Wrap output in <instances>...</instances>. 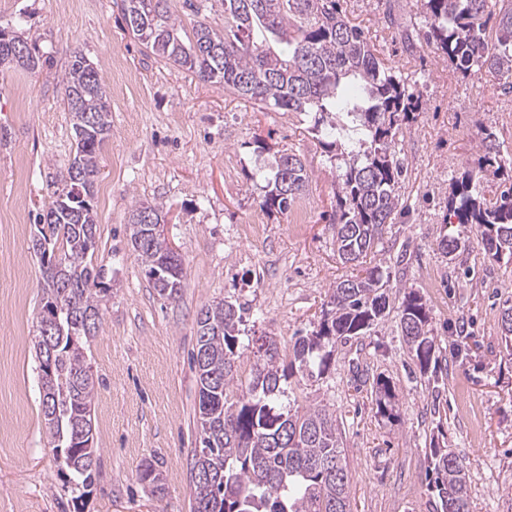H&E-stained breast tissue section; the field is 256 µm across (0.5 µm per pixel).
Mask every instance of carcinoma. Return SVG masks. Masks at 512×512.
Here are the masks:
<instances>
[{"label": "carcinoma", "mask_w": 512, "mask_h": 512, "mask_svg": "<svg viewBox=\"0 0 512 512\" xmlns=\"http://www.w3.org/2000/svg\"><path fill=\"white\" fill-rule=\"evenodd\" d=\"M224 30L204 19L193 22V44L185 46L171 0H121L128 30L156 59L254 105L312 117V131L328 163L336 170L338 192L334 238L340 260L362 272L336 282L320 320L294 342L288 362L275 340L263 341L250 378L238 382L237 360L249 350L242 336L245 308L225 299L201 308L196 318L192 359L198 386L199 450L192 467L193 512H349V476L336 415L325 406H285L289 380L316 381L333 349L369 331L390 311L391 270L362 267L395 220L404 164L395 150L397 135L418 98L402 77L380 59L363 29L347 19L340 0H222ZM426 43L463 76L491 73L512 91V0H420ZM496 24V37L487 29ZM62 83L79 105L69 110L75 155L61 174L63 188L48 204L47 227L38 236L59 252L64 274L58 282L43 278L40 311L59 300L63 338L53 342L52 373L41 375V411L49 442L62 441L67 463L61 472L78 505L95 481L93 447L95 382L85 343L102 319L100 293L104 271L92 264L97 222L94 186L98 156L110 131L107 95L96 64L77 49L70 54ZM15 63L35 70L43 56L11 53L0 40V65ZM483 155L451 184L448 216L473 227L485 255L512 260V183L489 199L483 173L501 174L512 161L500 152L496 134L480 133ZM89 190L72 202L74 176ZM308 173L294 153L273 155L259 207L284 214L304 190ZM148 212L166 222L163 205L143 202L129 215V238L145 276L166 299L178 295L185 275L181 256L168 239L141 223ZM92 320L85 322L84 315ZM397 318L409 353L420 371L438 374L439 355L429 307L419 292H403ZM378 413L394 410L395 394L382 378L373 381ZM430 486L434 512H471L466 463L440 443H431ZM139 480L162 492L159 470L141 466Z\"/></svg>", "instance_id": "1"}]
</instances>
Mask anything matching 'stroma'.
Returning <instances> with one entry per match:
<instances>
[{"label":"stroma","mask_w":512,"mask_h":512,"mask_svg":"<svg viewBox=\"0 0 512 512\" xmlns=\"http://www.w3.org/2000/svg\"><path fill=\"white\" fill-rule=\"evenodd\" d=\"M340 3L420 97V112L396 139L406 168L401 214L370 259L390 267L393 288L424 297L448 369L436 381L421 374L392 314L339 344L323 378L291 382L287 397L334 411L350 512H432L427 454L440 435L469 465L471 512H512V349L501 340L512 261L489 262L474 236L452 258L438 246L450 184L477 160L479 130L496 132L512 157V93L488 73L462 77L439 57L419 32L416 0ZM0 28L53 60L43 70L0 67V512H192L196 316L219 298L244 304L249 334L276 339L289 357L329 290L353 272L336 255L329 220L336 174L305 115L259 109L146 56L121 0H0ZM76 48L97 64L111 112L92 258L109 292L86 344L99 469L77 505L41 412L33 331L42 262L31 248L38 215L74 156L62 74ZM278 150L300 156L309 179L290 212L270 214L257 203L265 184L258 170ZM146 201L163 205L166 235L184 261L172 299L149 286L130 245L129 212ZM378 375L395 387L390 420L376 413L369 381ZM150 460L163 492L138 478Z\"/></svg>","instance_id":"stroma-1"}]
</instances>
